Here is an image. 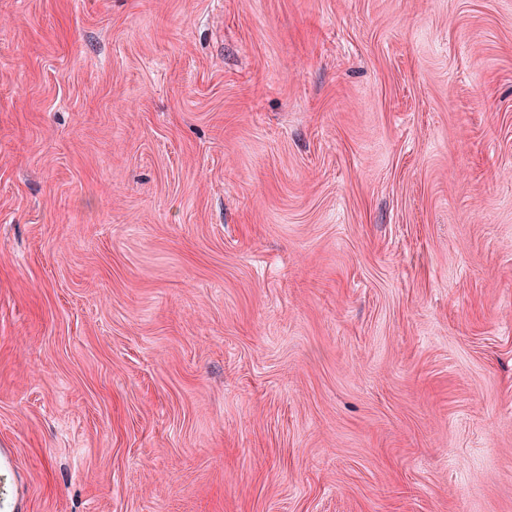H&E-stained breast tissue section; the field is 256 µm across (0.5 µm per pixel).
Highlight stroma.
I'll list each match as a JSON object with an SVG mask.
<instances>
[{"label":"stroma","mask_w":512,"mask_h":512,"mask_svg":"<svg viewBox=\"0 0 512 512\" xmlns=\"http://www.w3.org/2000/svg\"><path fill=\"white\" fill-rule=\"evenodd\" d=\"M0 501L512 512V0H0Z\"/></svg>","instance_id":"1"}]
</instances>
